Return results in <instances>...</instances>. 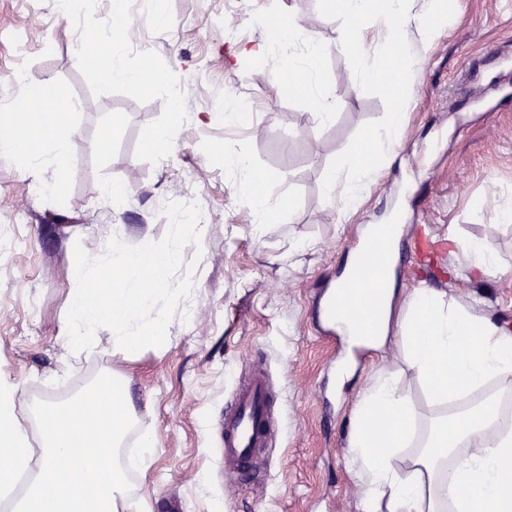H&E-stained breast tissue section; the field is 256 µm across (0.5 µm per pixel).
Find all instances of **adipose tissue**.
Returning <instances> with one entry per match:
<instances>
[{
    "instance_id": "adipose-tissue-1",
    "label": "adipose tissue",
    "mask_w": 512,
    "mask_h": 512,
    "mask_svg": "<svg viewBox=\"0 0 512 512\" xmlns=\"http://www.w3.org/2000/svg\"><path fill=\"white\" fill-rule=\"evenodd\" d=\"M445 7L446 0H430L423 12L415 11L413 0H326L328 13L360 31L357 38L338 45L356 65V90L378 85L394 99L383 129L364 134L328 171L326 190L339 209L376 184L395 156L407 122L405 80L421 65L406 35L415 30L422 42L432 41ZM274 23V33L242 48V55L287 52L288 66L278 72L276 86L309 100L321 120H331L336 104L318 83L319 61L326 52L323 41L306 32L293 15L277 16ZM380 29L385 32L381 38L376 35ZM85 40L93 53L112 58L107 82L140 88L162 80V72L120 66V39L101 34L97 25L87 27ZM373 54L398 57L404 66L365 67L364 59ZM60 96L48 80L36 93L21 88L18 101L23 108L0 137V151L22 156L37 168L50 146L55 165H62L68 134L49 117ZM224 161L247 183L256 201L255 221L264 223L273 214L266 203V180L253 172L246 155H228ZM365 260L363 252L351 255L332 287L337 301L351 312L354 344L377 349L394 338L434 400L448 411L432 419L421 437L416 433L417 411L395 382L378 378L362 391L346 448L364 487V512H512V411L496 391L497 385L512 381V331L474 304L431 288L399 295L389 258L384 261L387 284L380 311L371 313L350 286L363 275ZM23 400L20 385L0 375V497L13 499V512H130L127 474L141 470L155 440L143 434L138 454H123L126 434L136 424L125 388L105 378L69 402L30 405L22 418L17 410ZM89 403L111 413L108 431L83 425ZM34 434L39 437L35 447L30 444ZM405 447L417 453L408 468H395L392 458Z\"/></svg>"
}]
</instances>
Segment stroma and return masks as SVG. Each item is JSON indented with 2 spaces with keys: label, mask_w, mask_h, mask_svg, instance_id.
<instances>
[{
  "label": "stroma",
  "mask_w": 512,
  "mask_h": 512,
  "mask_svg": "<svg viewBox=\"0 0 512 512\" xmlns=\"http://www.w3.org/2000/svg\"><path fill=\"white\" fill-rule=\"evenodd\" d=\"M75 20L54 0H0V106L16 101L17 77L51 79L73 111L63 167L26 166L0 153V373L20 384L26 403L65 401L109 373L133 398L140 431L156 439L147 475L132 473V512H361L363 489L349 471L346 439L355 403L380 375L393 374L421 424L440 412L394 343L347 352L319 319L324 290L340 276L366 225L403 226L396 280L403 292L427 286L476 303L512 329V0H456L447 27L417 43L423 61L410 87L409 120L396 156L367 199L340 215L325 174L367 130L381 129L393 99L380 86L353 87L352 62L337 51L355 28L325 11L323 0H128L122 29L128 67L152 64L161 83L134 90L104 81L75 47L96 18L95 0H72ZM165 11L169 24L148 18ZM287 11L329 50L319 79L336 101L332 121L304 98L277 91L280 56L237 51L268 34ZM246 101L228 124L216 104ZM184 116L171 121V100ZM159 129L169 146L149 151ZM249 156L267 175L271 205L284 212L261 228L253 202L230 177L225 152ZM53 184L50 199L31 197V181ZM121 190L126 207L100 201ZM193 200L215 214L201 248L193 290L170 324L171 341L130 354L101 333L78 370L65 369L63 334L76 286L74 247L102 254L104 235L130 245L161 239L168 220L158 197ZM492 236L499 268L484 278L460 275L450 237ZM269 380L278 430L261 477L224 483L220 426L250 370Z\"/></svg>",
  "instance_id": "stroma-1"
}]
</instances>
